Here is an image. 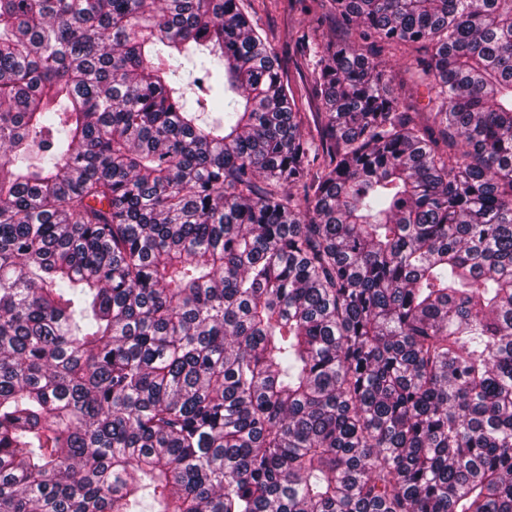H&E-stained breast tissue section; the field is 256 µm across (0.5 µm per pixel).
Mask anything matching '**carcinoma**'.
Listing matches in <instances>:
<instances>
[{"instance_id": "cac0c4a2", "label": "carcinoma", "mask_w": 512, "mask_h": 512, "mask_svg": "<svg viewBox=\"0 0 512 512\" xmlns=\"http://www.w3.org/2000/svg\"><path fill=\"white\" fill-rule=\"evenodd\" d=\"M245 2L0 0V512H512V0ZM251 3V19L259 31L266 34L271 47L280 57L284 78L297 88L301 87L308 74L306 65L292 50L289 55L286 52L298 29L317 26L314 18L301 12L299 5L288 8L287 1L281 2L277 8L268 1L251 0Z\"/></svg>"}]
</instances>
